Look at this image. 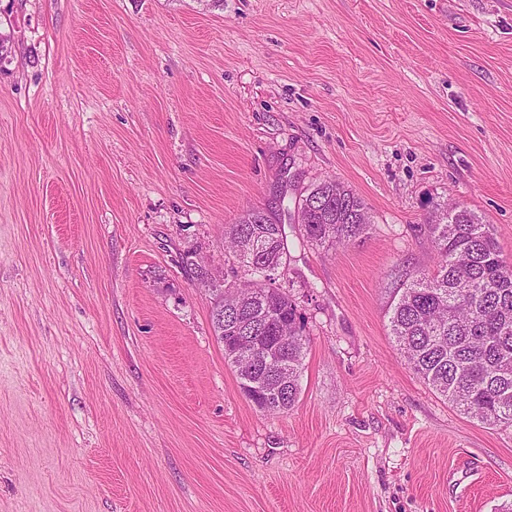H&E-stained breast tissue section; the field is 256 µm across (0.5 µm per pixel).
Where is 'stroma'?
I'll list each match as a JSON object with an SVG mask.
<instances>
[{
	"instance_id": "35a3bbf8",
	"label": "stroma",
	"mask_w": 512,
	"mask_h": 512,
	"mask_svg": "<svg viewBox=\"0 0 512 512\" xmlns=\"http://www.w3.org/2000/svg\"><path fill=\"white\" fill-rule=\"evenodd\" d=\"M0 512H497L512 427L460 414L386 312L433 205L512 262V0H0ZM331 177L367 234L302 240ZM287 234L301 394L259 411L180 267Z\"/></svg>"
}]
</instances>
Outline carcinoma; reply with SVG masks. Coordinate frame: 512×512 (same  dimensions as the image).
Here are the masks:
<instances>
[{"mask_svg": "<svg viewBox=\"0 0 512 512\" xmlns=\"http://www.w3.org/2000/svg\"><path fill=\"white\" fill-rule=\"evenodd\" d=\"M306 239L345 246L368 228L363 201L335 179L313 186L298 201ZM437 263L394 292L387 311L389 335L405 362L431 389L469 418L488 426L512 427V263L504 260L491 225L455 204L431 217ZM232 257L224 281V322L211 320L224 358L238 348L267 351L288 364L280 388L278 366L235 369L244 396L261 412L280 414L299 400L307 352L304 325L279 283L286 254L284 225L260 209H248L224 227ZM270 269L265 282H237V267Z\"/></svg>", "mask_w": 512, "mask_h": 512, "instance_id": "carcinoma-1", "label": "carcinoma"}]
</instances>
